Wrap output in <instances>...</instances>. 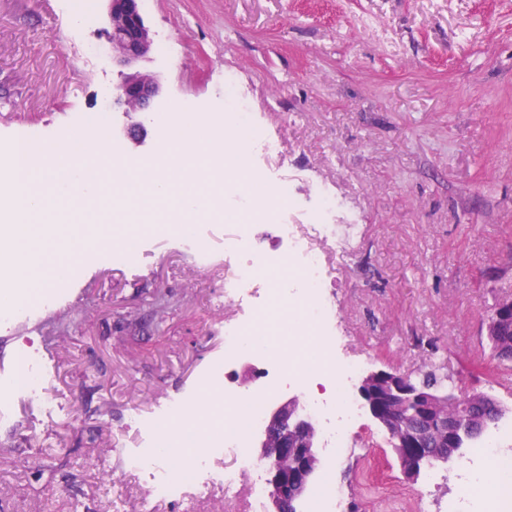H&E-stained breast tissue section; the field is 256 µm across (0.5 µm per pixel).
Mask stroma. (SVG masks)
Listing matches in <instances>:
<instances>
[{"instance_id": "stroma-1", "label": "stroma", "mask_w": 512, "mask_h": 512, "mask_svg": "<svg viewBox=\"0 0 512 512\" xmlns=\"http://www.w3.org/2000/svg\"><path fill=\"white\" fill-rule=\"evenodd\" d=\"M98 0L84 26L104 69L70 46L63 0H0V152L20 140L80 132L107 111L121 153L160 152L166 132L152 112L104 107L100 83H118ZM143 15L167 31L173 59L140 62L163 85L162 104L203 113L224 109L221 74H237L282 155L254 157L268 185L287 184L282 222L310 223L315 187L329 186L360 228L354 252L333 259L327 291L341 311L337 352L368 355V370L492 394L512 418V365L490 355L486 315L512 296V0H151ZM225 221L196 226L195 242L142 234L126 262L103 249L38 315L0 319V512H246L224 504V488L157 502L144 510L149 470L131 475L128 455L146 438L143 419L173 401L194 402L209 383L234 391L264 382L259 366L224 363V320L267 307L261 278L241 311L224 283L202 273L185 287L180 269L196 249L216 265ZM37 362L55 407L22 381ZM370 414L358 447L371 449L392 485L354 489L356 462L343 458L335 482L360 512H421L423 481L407 480Z\"/></svg>"}]
</instances>
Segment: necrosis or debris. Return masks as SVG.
<instances>
[{
	"label": "necrosis or debris",
	"instance_id": "1",
	"mask_svg": "<svg viewBox=\"0 0 512 512\" xmlns=\"http://www.w3.org/2000/svg\"><path fill=\"white\" fill-rule=\"evenodd\" d=\"M224 132L237 139L244 156L243 165L251 167V148L263 139L264 133L243 101H234L231 112L225 113ZM278 230L281 241L288 247V259L251 253L247 266L231 275V286L224 292V301L242 306L248 291L255 286L254 274L258 268L289 262L298 270L299 277L295 284L282 286L279 294L300 307L299 316L290 323L292 335L299 339L328 337L330 310L326 293L330 281L326 255L330 252L346 255L348 241L337 237L335 225L326 223L307 229L299 224H282ZM245 333L242 323L225 322L224 360L231 363L243 357L251 358L261 365L270 380L269 386L247 394L225 393V401L244 406L245 411L241 419L225 424L223 436L210 441L192 430H181L180 439L195 448L196 453L175 473L163 465L167 436L160 432L159 421L150 422L151 436L143 450L130 457L128 466L136 470L156 464L149 490L152 498L164 500L186 494L205 470L209 450L221 448L234 457L233 464L220 473L225 498L245 492L250 512H263L268 490L260 472L265 465L252 456L251 439L263 426L267 400L283 385L303 384L304 408L317 423L316 436L329 459L350 451L361 417V408L353 399L351 389L366 365L365 359L355 357L345 362L335 356L325 366L316 362L304 366L266 348L249 347L244 341ZM508 434L512 435V420L494 429L462 467L458 495L449 501L448 512H512V453L502 446V438Z\"/></svg>",
	"mask_w": 512,
	"mask_h": 512
}]
</instances>
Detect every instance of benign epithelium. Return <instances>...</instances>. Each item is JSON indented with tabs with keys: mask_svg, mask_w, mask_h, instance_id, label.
Segmentation results:
<instances>
[{
	"mask_svg": "<svg viewBox=\"0 0 512 512\" xmlns=\"http://www.w3.org/2000/svg\"><path fill=\"white\" fill-rule=\"evenodd\" d=\"M105 2L112 61L124 68L115 102L144 112L161 96L162 85L156 76L134 71L132 67L151 54L153 34L140 10L139 0ZM393 376L388 370H374L363 379L358 393L379 427L393 438L400 466L411 477L416 475L418 465L429 460L426 448L429 435L436 430L445 435L456 431L474 393L462 388L450 395L438 392L435 387L416 389V394L428 405L422 410L424 421L410 426L398 414L409 388L398 385ZM253 453L268 465L271 491L267 512H291L290 504L305 493L318 464L315 424L296 398L281 400L268 410L265 429Z\"/></svg>",
	"mask_w": 512,
	"mask_h": 512,
	"instance_id": "obj_1",
	"label": "benign epithelium"
}]
</instances>
